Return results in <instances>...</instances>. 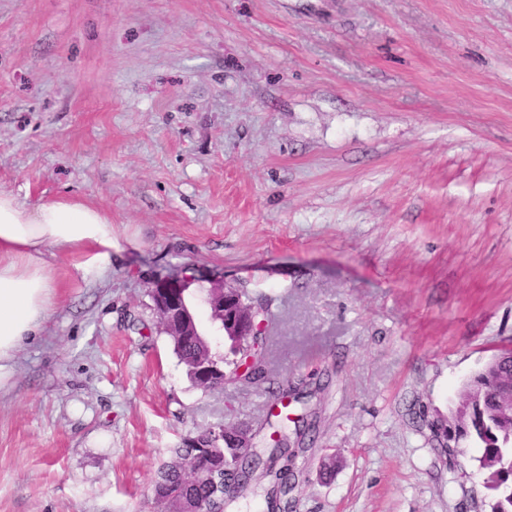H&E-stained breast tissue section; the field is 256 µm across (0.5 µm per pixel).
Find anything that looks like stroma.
Masks as SVG:
<instances>
[{
    "label": "stroma",
    "instance_id": "stroma-1",
    "mask_svg": "<svg viewBox=\"0 0 512 512\" xmlns=\"http://www.w3.org/2000/svg\"><path fill=\"white\" fill-rule=\"evenodd\" d=\"M0 189L112 220L59 253L53 308L0 384V512H161L160 466L261 388L194 385L151 288L264 296L304 397L288 512H489L440 447L512 348V0H0Z\"/></svg>",
    "mask_w": 512,
    "mask_h": 512
}]
</instances>
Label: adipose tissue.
<instances>
[{"label":"adipose tissue","instance_id":"adipose-tissue-1","mask_svg":"<svg viewBox=\"0 0 512 512\" xmlns=\"http://www.w3.org/2000/svg\"><path fill=\"white\" fill-rule=\"evenodd\" d=\"M113 246L111 219L82 200L60 197L28 213L13 193L0 190V376L9 375L17 351L52 307L49 255L76 252L81 269L104 270Z\"/></svg>","mask_w":512,"mask_h":512}]
</instances>
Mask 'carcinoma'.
Segmentation results:
<instances>
[{"mask_svg":"<svg viewBox=\"0 0 512 512\" xmlns=\"http://www.w3.org/2000/svg\"><path fill=\"white\" fill-rule=\"evenodd\" d=\"M247 304L254 311L269 312L268 303L261 298H252L238 288L231 289V295L225 298V310L231 312L241 304ZM266 337L260 338L259 346L255 340L241 341L239 336H224V352L219 354L209 349L203 340L188 339L173 343V350L186 368L190 380L195 385L200 382L194 374V368L201 359L212 358L227 367L228 380L259 388L268 384L267 392L272 401L281 402L288 398L299 400L298 390L288 384L275 383L272 370L265 354ZM243 356L253 359L251 370L239 371V361ZM504 374L485 372L474 373L466 383V389L473 398L470 413L464 426L455 430L454 440L459 447L475 445L482 449L478 458L481 467L499 469L501 463L512 459V409L504 410L500 402L501 395L512 391V352L501 351L499 356ZM258 468L262 469L261 478L266 480L264 499L268 509L280 507L281 497L288 494V465H275L279 458L288 459V435L279 433L268 458L257 452ZM236 455L232 449L223 445L218 447L216 458L208 459L195 455V449L188 443L174 449V458L165 464L158 473L154 491L156 499L169 507L194 508L207 505L213 512H224L227 501L251 489L249 480L238 482L232 471L235 468ZM489 488L498 492L492 508H504L512 512V478H493Z\"/></svg>","mask_w":512,"mask_h":512,"instance_id":"1","label":"carcinoma"}]
</instances>
